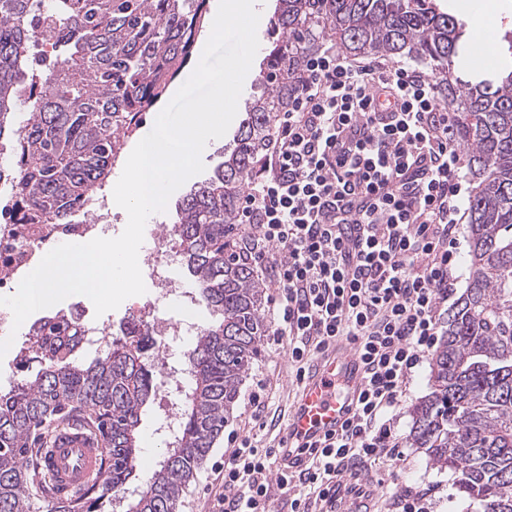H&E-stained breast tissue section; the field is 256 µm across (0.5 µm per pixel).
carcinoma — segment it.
I'll use <instances>...</instances> for the list:
<instances>
[{
    "label": "carcinoma",
    "instance_id": "obj_1",
    "mask_svg": "<svg viewBox=\"0 0 512 512\" xmlns=\"http://www.w3.org/2000/svg\"><path fill=\"white\" fill-rule=\"evenodd\" d=\"M205 2L52 0L64 58L30 84L19 128L20 77L43 0H0V147L9 146L0 178L15 173L23 183L25 223L74 222L112 173L138 116L185 65ZM325 35L349 54L424 62L446 94L473 182L470 274L442 326L409 440L484 512H512V63L491 81L455 78L456 61L469 53L466 25L434 0H276L262 94L224 161L175 206L181 266L214 319L187 356L193 387L179 434L125 512H177L260 352L261 285L233 228L256 154L288 109L308 48ZM84 336L65 314L40 317L20 359L36 372L0 391V512H32L36 445L55 420H81L98 432L106 478L83 493L48 488L53 512H101L135 474L141 414L155 396L145 335L132 329L88 363L78 356Z\"/></svg>",
    "mask_w": 512,
    "mask_h": 512
}]
</instances>
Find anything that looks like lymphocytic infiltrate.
<instances>
[{
    "mask_svg": "<svg viewBox=\"0 0 512 512\" xmlns=\"http://www.w3.org/2000/svg\"><path fill=\"white\" fill-rule=\"evenodd\" d=\"M262 159L238 213L274 290L270 340L287 344L300 385L332 340L357 341L364 387L336 436L290 448L297 469L230 433L220 503L269 512L276 487L288 512H330L343 467L399 454L396 410L458 282L462 154L431 75L320 44Z\"/></svg>",
    "mask_w": 512,
    "mask_h": 512,
    "instance_id": "1",
    "label": "lymphocytic infiltrate"
}]
</instances>
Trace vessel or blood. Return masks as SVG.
<instances>
[{
  "label": "vessel or blood",
  "instance_id": "1",
  "mask_svg": "<svg viewBox=\"0 0 512 512\" xmlns=\"http://www.w3.org/2000/svg\"><path fill=\"white\" fill-rule=\"evenodd\" d=\"M362 386L356 346L343 339L334 342L299 396L283 448L335 434L351 417ZM100 453L96 437L83 423L73 422L52 435L39 468L54 488L80 492L100 484Z\"/></svg>",
  "mask_w": 512,
  "mask_h": 512
}]
</instances>
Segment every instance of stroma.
<instances>
[{
  "label": "stroma",
  "mask_w": 512,
  "mask_h": 512,
  "mask_svg": "<svg viewBox=\"0 0 512 512\" xmlns=\"http://www.w3.org/2000/svg\"><path fill=\"white\" fill-rule=\"evenodd\" d=\"M430 370V362H423L400 407V420L396 426L399 459L386 460L368 468L363 488L377 495L378 499L389 501L399 498L410 487L428 489L432 492V512H481L477 502L459 493L456 479L450 471L438 468L421 449L410 445L411 410L429 392ZM260 386L265 389L268 404L265 412L268 425L263 431V444L269 447L278 444L298 395L294 368L286 349L263 343L262 352L244 379L233 412L224 425L226 433L234 431L242 436L254 434L255 423L250 417L248 396ZM162 417L163 412L155 401L150 402L141 414L139 457L143 465L137 468L135 479L129 486L130 491H137L148 483L167 451L166 437L157 431ZM226 446L225 437L216 441L196 481L183 495L179 512H214L220 492L215 477L224 462Z\"/></svg>",
  "instance_id": "1"
}]
</instances>
